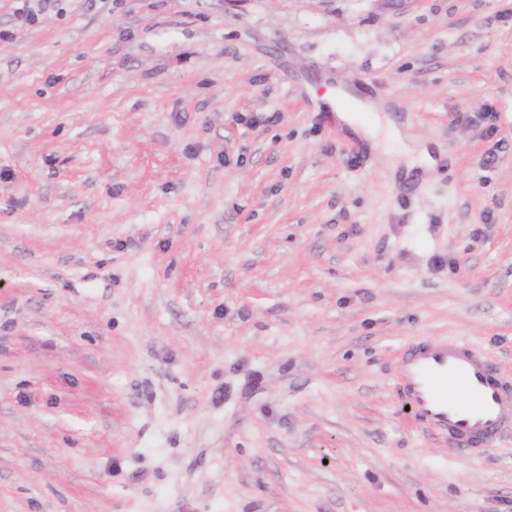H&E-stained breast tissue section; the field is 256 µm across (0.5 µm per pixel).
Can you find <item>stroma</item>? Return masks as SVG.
<instances>
[{"label":"stroma","instance_id":"obj_1","mask_svg":"<svg viewBox=\"0 0 512 512\" xmlns=\"http://www.w3.org/2000/svg\"><path fill=\"white\" fill-rule=\"evenodd\" d=\"M15 8L0 512H512V433L448 447L396 379L457 336L512 376V0ZM339 84L432 142L427 179Z\"/></svg>","mask_w":512,"mask_h":512}]
</instances>
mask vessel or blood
I'll return each instance as SVG.
<instances>
[{"instance_id":"obj_1","label":"vessel or blood","mask_w":512,"mask_h":512,"mask_svg":"<svg viewBox=\"0 0 512 512\" xmlns=\"http://www.w3.org/2000/svg\"><path fill=\"white\" fill-rule=\"evenodd\" d=\"M397 378L418 419L451 446L474 451L512 432V380L465 338L405 349Z\"/></svg>"}]
</instances>
